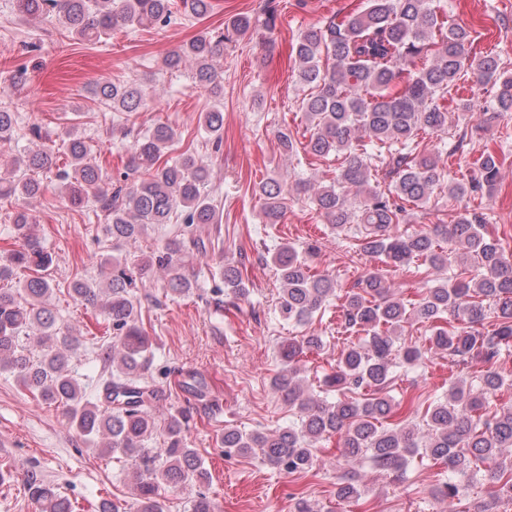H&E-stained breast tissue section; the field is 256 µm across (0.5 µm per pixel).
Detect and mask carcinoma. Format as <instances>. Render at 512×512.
I'll list each match as a JSON object with an SVG mask.
<instances>
[{"label":"carcinoma","mask_w":512,"mask_h":512,"mask_svg":"<svg viewBox=\"0 0 512 512\" xmlns=\"http://www.w3.org/2000/svg\"><path fill=\"white\" fill-rule=\"evenodd\" d=\"M183 14L202 19L212 0H15L25 19L54 16L72 38L97 43L118 27L167 25L175 2ZM433 0H366L365 8L338 20L330 18L310 27L296 39L295 61L301 85L312 89L301 100L310 138L304 151L325 159L340 160L335 176L310 187L290 186L282 178L269 177L255 186L263 200L267 224L281 222L288 195L313 191L311 202L331 229L353 231L359 251L390 268L415 260L441 271L455 260L458 271L436 285L407 308L396 297L394 285L381 270L368 271L346 291L341 326L356 335L325 376L329 393L336 388L364 398L337 399L328 403L307 392L299 378L300 362L322 350V337L293 336L279 347L281 369L273 387L298 410L300 421L276 433L245 434L224 429V454L260 455L269 465L288 472H306L314 465L316 444L340 436L343 454L349 459L366 456L381 471L400 473L408 459L420 452L448 466L452 479L443 494L459 499L480 481L485 471L493 485L490 501L480 512L512 502V405L505 404L492 417L486 403L504 386L495 364L512 352V260L505 256L501 239L486 230V219L477 213L461 215L453 224H436L430 230L399 234L405 206L428 203L435 190L452 198L477 193L496 185L500 167L497 157L484 153L478 161L479 179L441 182V155L419 152L421 132H448V113L438 103L472 69L477 79L496 87L492 107L482 112L490 126L512 112V69L487 55L472 60L474 39L461 25H448L432 7ZM276 15H239L222 32L201 31L189 42L170 51L162 66L179 70L194 64L195 85L213 97L224 93L222 72L215 61L224 56V44L260 30L271 31ZM426 62L420 68L417 60ZM93 94L114 112L132 117L147 107L143 87L136 82L104 83ZM16 113L0 110V142L12 138ZM213 144L224 137V112L211 109L199 119ZM67 162L58 172L59 192L69 203L83 208L92 203L104 213L106 236L112 245L139 247L153 224L176 219L182 227L165 243L141 255L131 266L112 257L103 280H76L69 295L86 307L100 311L110 334L93 343L100 364L98 388L103 399H90L75 370L79 337L61 322L51 306V282L42 275L52 256L34 232L27 200L41 193V183L29 176L50 170L56 156L50 147L16 159L19 175L0 176V200H15L12 213L19 249H3L0 261V368L13 374L33 399L63 408L69 425L93 443L100 455L120 454L133 474L135 512H164L162 489L195 486L209 481L195 449L188 447L186 431L190 415L171 413L158 425L151 406L160 386L149 375L152 343L139 324L138 288L154 271L163 273L165 296H187L196 282L186 266L218 260L219 284L214 293L218 308L221 296L239 300L248 293L243 267L223 263L215 243L198 233V225L220 224V210L209 190L211 169L194 152L169 157L176 138L166 123H156L133 141L127 156L123 183L109 187L107 175L92 156L84 138L67 131ZM276 139L280 152L298 153L292 133L282 128ZM389 167L386 189L376 183L379 165ZM356 190V198L346 189ZM443 237L453 245L448 257L437 244ZM280 281L279 305L283 319L298 325L309 322L325 302L336 295V279L316 272L300 257L295 246L284 244L271 256ZM494 306L496 322L484 326L487 306ZM428 324L424 344L401 340L411 316ZM448 354L453 362L470 369V378L453 383L448 395L428 406L426 433L392 425L401 403L388 393L393 368L414 365L426 351ZM165 432L163 444L148 446L157 428ZM37 512H73V504L57 488L34 476L24 481ZM361 497L354 474L336 483L339 500Z\"/></svg>","instance_id":"1"}]
</instances>
